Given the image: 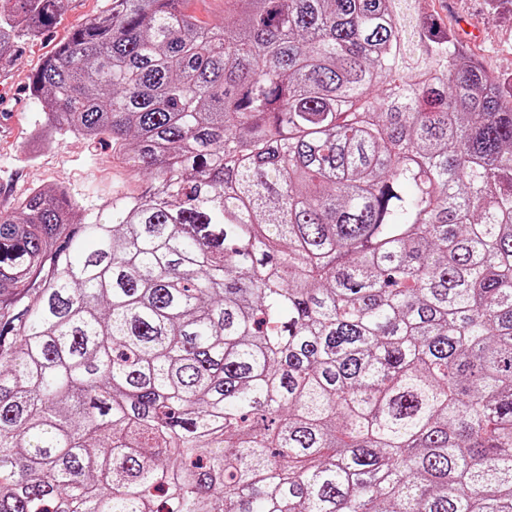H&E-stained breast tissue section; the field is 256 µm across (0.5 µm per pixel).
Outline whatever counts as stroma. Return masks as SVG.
Returning a JSON list of instances; mask_svg holds the SVG:
<instances>
[{"instance_id": "obj_1", "label": "stroma", "mask_w": 512, "mask_h": 512, "mask_svg": "<svg viewBox=\"0 0 512 512\" xmlns=\"http://www.w3.org/2000/svg\"><path fill=\"white\" fill-rule=\"evenodd\" d=\"M106 0H64L53 27L26 44L7 73H0V207L31 189L66 187L95 213L115 197L145 193L149 178L133 171L108 137L66 138L38 153L29 151V133L41 107L27 92L31 73L69 33L99 13ZM437 24L456 31L476 58L495 74L512 78V0L489 10L486 0H428Z\"/></svg>"}]
</instances>
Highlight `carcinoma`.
Here are the masks:
<instances>
[{
    "instance_id": "obj_1",
    "label": "carcinoma",
    "mask_w": 512,
    "mask_h": 512,
    "mask_svg": "<svg viewBox=\"0 0 512 512\" xmlns=\"http://www.w3.org/2000/svg\"><path fill=\"white\" fill-rule=\"evenodd\" d=\"M185 2L29 78L152 185L0 209V512H512V85L423 0ZM186 6L203 25H224V0H190Z\"/></svg>"
}]
</instances>
